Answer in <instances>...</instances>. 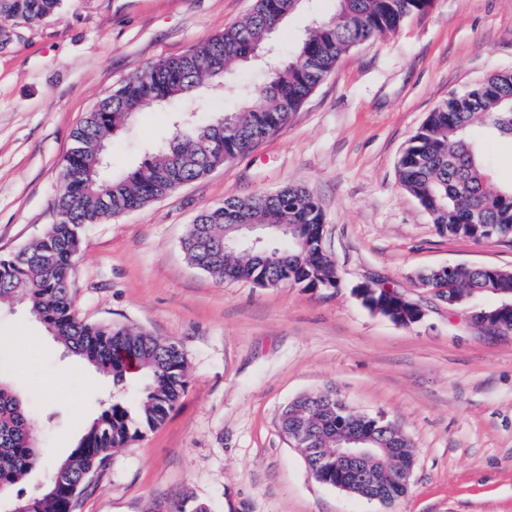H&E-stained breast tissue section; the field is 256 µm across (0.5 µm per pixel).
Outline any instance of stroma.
<instances>
[{"label": "stroma", "mask_w": 512, "mask_h": 512, "mask_svg": "<svg viewBox=\"0 0 512 512\" xmlns=\"http://www.w3.org/2000/svg\"><path fill=\"white\" fill-rule=\"evenodd\" d=\"M256 0H63L0 51V258L57 220L54 201L72 133L104 97L152 63L244 22ZM512 71V0H434L397 31L343 54L272 137L204 178L122 217L88 226L72 275L89 323L143 329L175 343L188 385L166 421L118 450L76 512H512V333L473 323L495 299L449 307L423 288L448 264L512 270V241L440 235L400 186L397 163L435 106ZM207 88L211 121L234 111ZM177 106L139 113L109 147L112 174L162 143ZM491 180L512 185V140L473 128ZM288 185L307 186L324 214L338 289L222 282L188 261L182 240L205 208ZM418 303L404 326L364 306L362 282ZM0 377L34 416L47 464L17 486L38 495L112 393V381L65 356L24 302L0 312ZM331 388L355 411L381 413L414 443L406 497L370 501L323 484L280 428L298 397ZM366 287H369V288H366ZM366 291H369L370 293H372L374 295H377V294L390 295V296L400 300L403 305L407 306L411 310V313H412L411 322L413 324L420 322L424 317V311L421 308V306L419 304H417L416 302L407 298L404 294L398 292L396 288H390L389 286H387L385 284L379 286L378 288H373L372 286H369V285L363 284V283H359L352 288L353 294L358 299H360L362 302L364 300V297H365L364 293Z\"/></svg>", "instance_id": "35a3bbf8"}]
</instances>
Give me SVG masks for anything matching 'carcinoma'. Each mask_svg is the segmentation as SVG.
Returning <instances> with one entry per match:
<instances>
[{
    "instance_id": "1",
    "label": "carcinoma",
    "mask_w": 512,
    "mask_h": 512,
    "mask_svg": "<svg viewBox=\"0 0 512 512\" xmlns=\"http://www.w3.org/2000/svg\"><path fill=\"white\" fill-rule=\"evenodd\" d=\"M307 0H257L248 20L206 39L188 51L152 63L142 75L125 81L73 132L64 159L55 202L59 219L32 244L0 258V310L17 301L57 339L66 353L80 357L115 386L136 382L139 399L131 406L114 400L82 430L75 447L53 466L41 493L29 498L34 512H74V503L95 471L112 452L125 448L161 425L184 393L187 362L182 350L144 330L78 319L71 293V274L85 226L118 218L163 198L180 185L198 180L255 143L273 135L298 111L334 69L342 53L376 34L393 32L410 17L428 11L433 0H335L334 13L310 23L292 56L264 73L259 84L237 86L242 104L231 118L240 126L233 139L224 137V117L198 123L208 111L199 95L206 80L250 60L283 20ZM62 0H0V19L38 24L53 16ZM180 102L179 120L163 145L145 152L133 170L108 176L99 164L102 147L139 112L162 103ZM482 125L512 138V72L492 75L462 94H452L430 112L410 138L399 162L401 187L414 197L442 235L473 239L512 238V187L489 180L479 144L470 129ZM288 224L275 232L262 254L248 245L224 250L226 224ZM324 213L312 191L289 185L270 195L227 199L196 217L183 240L190 262L218 280L253 277L264 286L339 288V271L313 246ZM422 284L467 290L497 298L485 311H500L512 324V271L494 266H460L442 283L434 272ZM317 399L303 396L286 406L283 432L313 424L312 448L336 447V420L352 421L347 405L327 390ZM35 425L21 396L0 379V499L41 464Z\"/></svg>"
}]
</instances>
